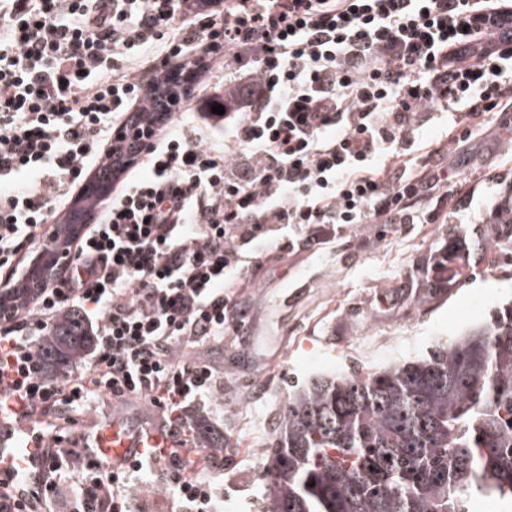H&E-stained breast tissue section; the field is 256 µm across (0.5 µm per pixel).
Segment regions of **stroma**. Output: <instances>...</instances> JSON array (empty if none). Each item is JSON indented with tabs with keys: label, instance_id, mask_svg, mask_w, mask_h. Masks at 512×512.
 Segmentation results:
<instances>
[{
	"label": "stroma",
	"instance_id": "stroma-1",
	"mask_svg": "<svg viewBox=\"0 0 512 512\" xmlns=\"http://www.w3.org/2000/svg\"><path fill=\"white\" fill-rule=\"evenodd\" d=\"M463 190L499 174L498 202L512 199V140L489 130L460 142L451 155ZM465 237V278L430 284L424 271L450 240ZM512 300V223L399 224L338 233L322 248L266 264L234 300L248 312L246 346L233 337L204 351L184 349L223 369L214 401L182 410L184 437L224 441V512H255L265 501L264 451L289 389L337 371L378 368L426 354L440 338L488 321ZM251 442L252 455L235 445Z\"/></svg>",
	"mask_w": 512,
	"mask_h": 512
}]
</instances>
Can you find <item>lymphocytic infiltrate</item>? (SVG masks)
<instances>
[{
    "label": "lymphocytic infiltrate",
    "instance_id": "obj_1",
    "mask_svg": "<svg viewBox=\"0 0 512 512\" xmlns=\"http://www.w3.org/2000/svg\"><path fill=\"white\" fill-rule=\"evenodd\" d=\"M196 72L233 63L223 94L186 132L173 113L145 175L93 225L69 269L0 311V512H147L152 474L175 512H217L224 485L186 479L177 448L113 469L75 448L91 397L173 413L212 398L217 371L183 348L223 343L229 298L265 262L323 244L338 225L474 224L462 210L454 138L425 142L430 112L475 130L512 112V0H0V290L50 237L59 202L112 147L121 117L156 88L154 53ZM223 103L224 139L208 120ZM76 312L93 349L48 379L39 345Z\"/></svg>",
    "mask_w": 512,
    "mask_h": 512
}]
</instances>
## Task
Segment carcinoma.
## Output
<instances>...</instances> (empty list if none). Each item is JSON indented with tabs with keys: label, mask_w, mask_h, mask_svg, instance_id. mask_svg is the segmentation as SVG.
<instances>
[{
	"label": "carcinoma",
	"mask_w": 512,
	"mask_h": 512,
	"mask_svg": "<svg viewBox=\"0 0 512 512\" xmlns=\"http://www.w3.org/2000/svg\"><path fill=\"white\" fill-rule=\"evenodd\" d=\"M93 344L74 315L42 343L58 371ZM268 512H474L512 502V304L424 357L288 392L266 452Z\"/></svg>",
	"instance_id": "cac0c4a2"
}]
</instances>
